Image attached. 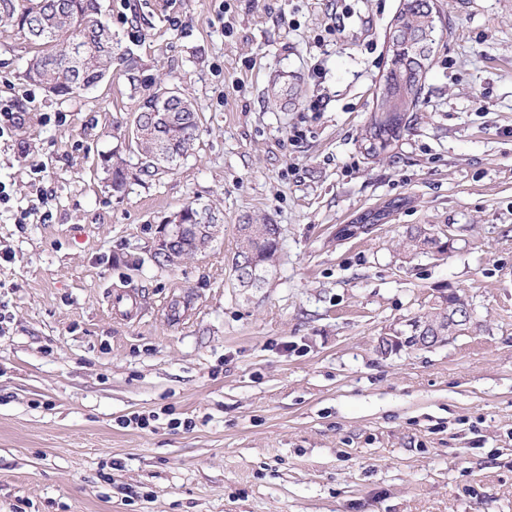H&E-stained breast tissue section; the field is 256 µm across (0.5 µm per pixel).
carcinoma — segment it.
<instances>
[{"mask_svg": "<svg viewBox=\"0 0 512 512\" xmlns=\"http://www.w3.org/2000/svg\"><path fill=\"white\" fill-rule=\"evenodd\" d=\"M400 18L402 26L398 36L392 37L397 46L394 57L388 61L387 81L399 89L405 66L421 54H430V43L423 41L425 31L434 26L430 19L429 0H406ZM0 26H9L35 48L29 60L26 76L33 82L58 97L79 96L98 87L112 71L115 59L112 27L105 19L100 0H0ZM81 49L79 61L68 64L71 47ZM421 89L410 91L396 98L393 111L387 113L383 133L393 140L405 126V116L419 103ZM186 119L162 130L166 145L165 158L158 161L154 144L157 135L137 142L141 156L140 173L151 177L159 167L174 170L179 162L194 148L199 130V109L189 98ZM112 176V188L122 189L128 173L123 159L114 154L105 159ZM251 231L238 233L239 246L231 258V266L261 263L267 266L276 261L279 239L273 236L269 225L258 219L244 221ZM464 304L459 295H440L438 303L425 308L414 316V320L436 326L448 309Z\"/></svg>", "mask_w": 512, "mask_h": 512, "instance_id": "obj_1", "label": "carcinoma"}]
</instances>
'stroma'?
I'll return each instance as SVG.
<instances>
[{
  "mask_svg": "<svg viewBox=\"0 0 512 512\" xmlns=\"http://www.w3.org/2000/svg\"><path fill=\"white\" fill-rule=\"evenodd\" d=\"M101 4L138 87L117 63L49 95L24 76L33 45L0 29V96L27 114L0 139V512H512V0H435L420 104L377 155L362 134L400 0ZM158 82L201 130L145 177L127 130ZM40 191L51 221L15 223ZM396 197L387 223L338 237ZM191 201L223 233L156 265ZM246 216L280 228L261 288L229 262ZM417 228L447 252L406 257ZM451 288L466 334L379 352Z\"/></svg>",
  "mask_w": 512,
  "mask_h": 512,
  "instance_id": "35a3bbf8",
  "label": "stroma"
}]
</instances>
